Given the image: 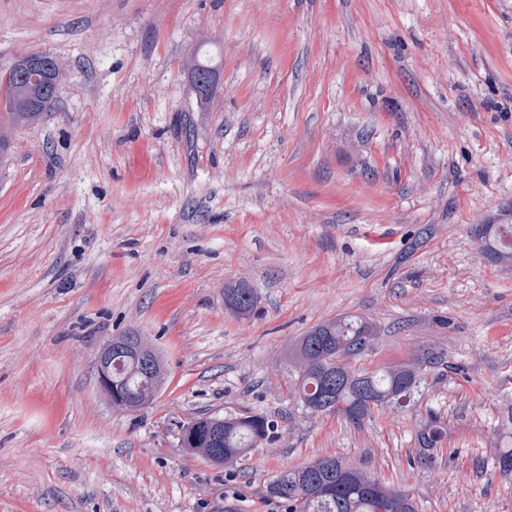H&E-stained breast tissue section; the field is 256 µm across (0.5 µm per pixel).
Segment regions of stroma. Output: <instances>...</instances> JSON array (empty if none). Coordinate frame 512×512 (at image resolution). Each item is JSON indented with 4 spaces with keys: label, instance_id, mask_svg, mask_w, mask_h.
<instances>
[{
    "label": "stroma",
    "instance_id": "obj_1",
    "mask_svg": "<svg viewBox=\"0 0 512 512\" xmlns=\"http://www.w3.org/2000/svg\"><path fill=\"white\" fill-rule=\"evenodd\" d=\"M38 53L57 98L0 163V512H283L267 483L326 453L420 512H512V266L473 236L512 223V0H0V71ZM348 314L379 327L359 367L433 344L460 372L358 425L305 411L288 354ZM130 333L166 367L136 412L98 386ZM243 413L277 435L226 466L180 447ZM258 297L253 288L239 281L224 287V306L238 316H248L257 305ZM501 441L493 457V465L503 475H512V409L502 421ZM447 432L448 428L437 418L425 421L417 434V444L422 455H426L431 449L437 448Z\"/></svg>",
    "mask_w": 512,
    "mask_h": 512
}]
</instances>
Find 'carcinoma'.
Listing matches in <instances>:
<instances>
[{
    "instance_id": "carcinoma-1",
    "label": "carcinoma",
    "mask_w": 512,
    "mask_h": 512,
    "mask_svg": "<svg viewBox=\"0 0 512 512\" xmlns=\"http://www.w3.org/2000/svg\"><path fill=\"white\" fill-rule=\"evenodd\" d=\"M33 54L19 58L13 79L0 80V153L8 147L7 131L33 126L56 99L60 67L56 60L41 64L38 80L26 76L32 70ZM480 251L495 262L512 264V224H481L475 231ZM253 288L239 281L224 286V306L238 316H248L257 305ZM379 333L376 324L357 315H340L311 328L295 345V379L292 398L311 413H341L359 425L372 412L384 408L403 409L413 403L418 388L430 378L443 375L448 356L428 345L407 361L359 369L352 364ZM112 375L123 381L130 400L145 407L152 403L163 384L162 361L143 372L135 359L112 367ZM213 417L191 420L184 430L192 433L188 450L218 464H226L275 434V426L263 415L239 414L224 417V428L212 426ZM501 441L493 465L503 475H512V410L502 421ZM448 432L439 420L425 421L417 434L422 454L443 441ZM266 495L285 505V512H418L417 503L406 490L390 488L355 462L338 455L319 456L311 462L281 471L266 486Z\"/></svg>"
}]
</instances>
